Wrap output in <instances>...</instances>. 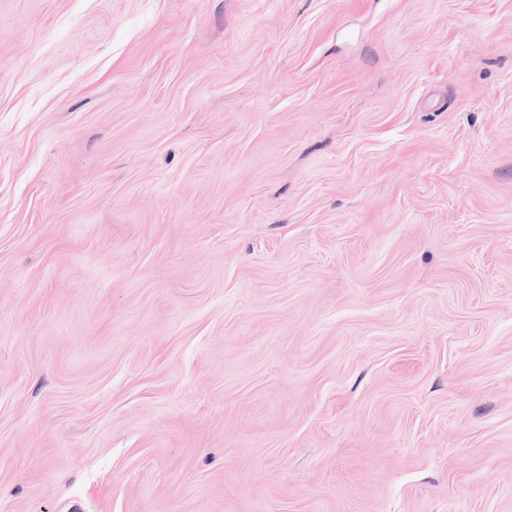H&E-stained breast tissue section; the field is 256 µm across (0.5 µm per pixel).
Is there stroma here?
<instances>
[{
	"mask_svg": "<svg viewBox=\"0 0 512 512\" xmlns=\"http://www.w3.org/2000/svg\"><path fill=\"white\" fill-rule=\"evenodd\" d=\"M0 512H512V0H0Z\"/></svg>",
	"mask_w": 512,
	"mask_h": 512,
	"instance_id": "35a3bbf8",
	"label": "stroma"
}]
</instances>
